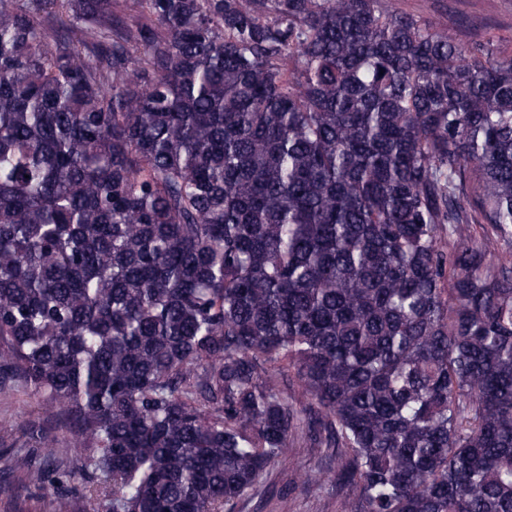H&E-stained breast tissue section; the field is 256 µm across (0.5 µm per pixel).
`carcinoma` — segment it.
I'll list each match as a JSON object with an SVG mask.
<instances>
[{
  "instance_id": "cac0c4a2",
  "label": "carcinoma",
  "mask_w": 512,
  "mask_h": 512,
  "mask_svg": "<svg viewBox=\"0 0 512 512\" xmlns=\"http://www.w3.org/2000/svg\"><path fill=\"white\" fill-rule=\"evenodd\" d=\"M512 46L380 0H0V372L79 512H512ZM5 383L11 388L7 396L0 395V438H5V446L0 448H14L22 453L33 452L38 464L45 460H52L46 456L51 449L55 457L68 456L75 459L74 448H71L70 434L66 431L58 416H51L42 409L37 396L30 388L25 387L16 378H5ZM31 421L44 423L49 433V448H36L29 441L26 428ZM329 464L324 453L294 445L285 462L268 469L258 490L238 501L235 512H341L345 493H336L334 482L319 488L301 481L305 472Z\"/></svg>"
}]
</instances>
